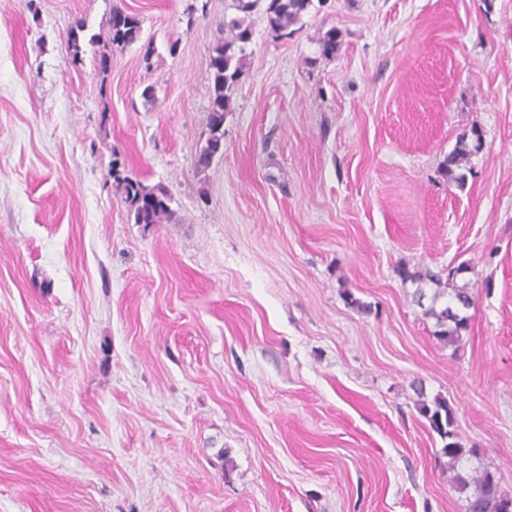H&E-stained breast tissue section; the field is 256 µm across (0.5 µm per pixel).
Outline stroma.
<instances>
[{"label":"stroma","instance_id":"obj_1","mask_svg":"<svg viewBox=\"0 0 512 512\" xmlns=\"http://www.w3.org/2000/svg\"><path fill=\"white\" fill-rule=\"evenodd\" d=\"M230 3L0 0V512H465L416 379L512 495V0L254 13L201 172ZM116 6L140 41L73 63ZM118 174L178 223H134ZM404 262L472 293L459 344ZM482 145V132L476 127L472 128L470 133L465 132L459 137L455 148L441 165L442 173L448 182L456 183L458 186L464 184L465 176L460 173V170L464 168L472 155L480 151Z\"/></svg>","mask_w":512,"mask_h":512}]
</instances>
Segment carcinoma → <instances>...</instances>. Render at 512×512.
<instances>
[{"instance_id": "1", "label": "carcinoma", "mask_w": 512, "mask_h": 512, "mask_svg": "<svg viewBox=\"0 0 512 512\" xmlns=\"http://www.w3.org/2000/svg\"><path fill=\"white\" fill-rule=\"evenodd\" d=\"M234 13L224 16V29L211 49L210 59L218 65L210 68L211 96L208 113L209 137L199 147L197 166L206 169L212 164L214 152L212 146L224 137L220 127L224 125L226 115L234 111V93L244 74L246 60L251 54L253 33L250 16L258 7H263L269 29L279 37L290 34V28L303 20L314 7V3L323 0H232ZM108 35L86 34L87 26L79 22L68 35V48L73 58L80 60L85 47H90L98 60L102 76H107L108 62L116 50H123L134 44L141 36V21L135 14L121 8H114L108 18ZM340 32L334 28L327 30L319 42L320 53L326 58L332 57L339 50ZM483 145L482 132L474 127L463 133L455 148L448 154L441 165L443 175L448 181L459 186L465 182L460 170L469 158L476 154ZM118 185L128 205L129 213L136 224H170L178 221L177 212L172 208V198L159 185H148L139 179L117 177ZM402 283L416 286L415 296L421 302L425 298L424 286L432 284L435 291L430 304L424 309V315L434 321L433 336L444 344L459 340L466 330L467 317L461 311L471 307L472 296L456 289L453 294L442 287L441 276L428 269L402 265L397 270ZM421 415L427 419L430 428L445 441L441 448L443 455L456 466L467 454L458 442L454 441L456 432L455 412L443 398H436L432 403L422 402ZM452 483L461 491H469L466 497L465 512H508L512 505V496L504 493L492 472L487 468L473 470H454Z\"/></svg>"}]
</instances>
